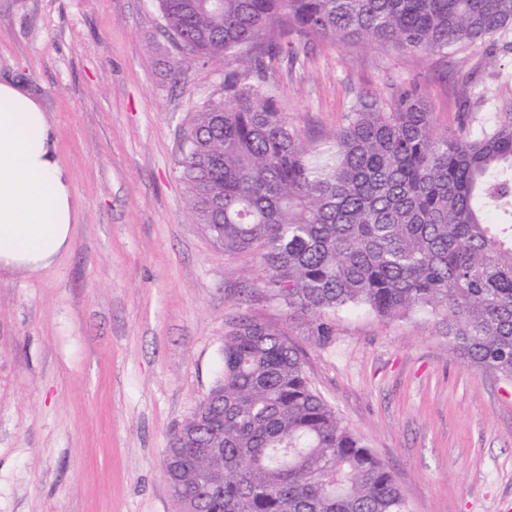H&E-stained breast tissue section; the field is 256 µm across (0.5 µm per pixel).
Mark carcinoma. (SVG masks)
<instances>
[{
    "instance_id": "cac0c4a2",
    "label": "carcinoma",
    "mask_w": 512,
    "mask_h": 512,
    "mask_svg": "<svg viewBox=\"0 0 512 512\" xmlns=\"http://www.w3.org/2000/svg\"><path fill=\"white\" fill-rule=\"evenodd\" d=\"M176 48L222 56L179 167L192 216L252 253L285 309L224 334L223 369L164 471L178 512H407L385 463L311 386L288 321L427 312L463 362L512 380V116L436 129L416 91L357 94L323 147L279 110L272 63L310 41L446 56L512 32V0H158Z\"/></svg>"
}]
</instances>
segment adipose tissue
Wrapping results in <instances>:
<instances>
[{"label": "adipose tissue", "instance_id": "1", "mask_svg": "<svg viewBox=\"0 0 512 512\" xmlns=\"http://www.w3.org/2000/svg\"><path fill=\"white\" fill-rule=\"evenodd\" d=\"M74 221L45 112L17 84L0 81V266L50 267L68 248Z\"/></svg>", "mask_w": 512, "mask_h": 512}]
</instances>
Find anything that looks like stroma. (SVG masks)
Masks as SVG:
<instances>
[{"instance_id":"obj_1","label":"stroma","mask_w":512,"mask_h":512,"mask_svg":"<svg viewBox=\"0 0 512 512\" xmlns=\"http://www.w3.org/2000/svg\"><path fill=\"white\" fill-rule=\"evenodd\" d=\"M157 0H0V80L46 112L77 207L41 272L0 268V512H176L164 451L222 369L238 316L287 323L311 385L389 467L408 512H506L512 381L468 367L427 314L339 311L322 337L187 207L178 160L223 58L174 74ZM271 79L312 141L360 92L418 90L439 131L512 114V51L310 44Z\"/></svg>"}]
</instances>
